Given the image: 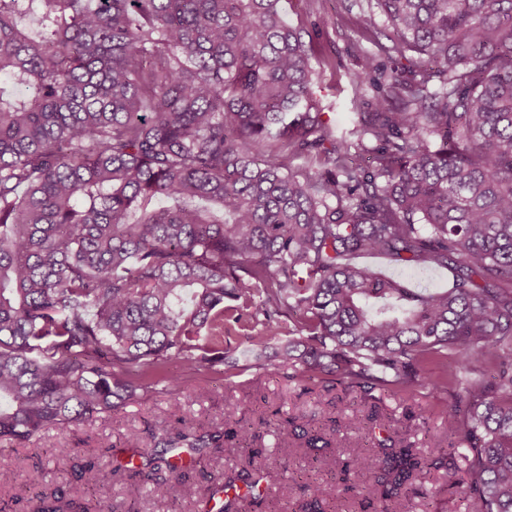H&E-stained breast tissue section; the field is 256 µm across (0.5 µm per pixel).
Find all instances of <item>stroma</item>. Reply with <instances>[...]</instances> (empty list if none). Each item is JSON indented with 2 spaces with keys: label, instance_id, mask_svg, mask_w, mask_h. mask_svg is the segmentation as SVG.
<instances>
[{
  "label": "stroma",
  "instance_id": "stroma-1",
  "mask_svg": "<svg viewBox=\"0 0 512 512\" xmlns=\"http://www.w3.org/2000/svg\"><path fill=\"white\" fill-rule=\"evenodd\" d=\"M281 6L288 22L312 37L315 53L330 61L314 76V92L326 123L338 133L351 129L355 121L352 76L361 70L365 55L375 50L363 38L358 19L363 12H372L374 30L382 35L387 31L384 14L374 0H281ZM350 261L409 288L437 291L452 280L447 268L406 264L378 254L359 253ZM275 361L276 349L271 346L265 351L261 368L243 366L231 356L219 371L205 366L189 371L172 362L167 369L177 380V388L163 383L151 386L141 391L134 403L112 415L46 432L21 446L0 442V469L10 476L8 482L0 484V512H25L28 503L23 495L30 475L37 471L45 475L49 489L68 495L92 491L107 512H125L132 504L139 512H202L198 501H162L154 497L149 486L125 477L93 488L90 473L83 470L90 461L112 462L113 446L122 445L129 435L150 428L170 429L180 418L194 420L200 433L221 422L225 413L241 418L258 435L260 455L255 463L271 474L266 493L282 503L293 496L289 476L309 483L330 476L329 467L315 461L312 452L278 446L276 430L289 419L302 423L313 416L327 430L333 421H345L355 412L366 413L375 404L389 417L392 427L408 429L422 454L448 442L447 393L420 386L398 394L378 389L351 392L332 375L289 377L275 368ZM63 447L69 448V456L60 455ZM459 477V472L443 468L431 471L423 481L429 497L413 499L408 512H468L466 497L457 485Z\"/></svg>",
  "mask_w": 512,
  "mask_h": 512
}]
</instances>
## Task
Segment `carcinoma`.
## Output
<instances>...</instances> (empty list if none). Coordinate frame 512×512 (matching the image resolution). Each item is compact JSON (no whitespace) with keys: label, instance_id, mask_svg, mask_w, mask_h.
Segmentation results:
<instances>
[{"label":"carcinoma","instance_id":"obj_1","mask_svg":"<svg viewBox=\"0 0 512 512\" xmlns=\"http://www.w3.org/2000/svg\"><path fill=\"white\" fill-rule=\"evenodd\" d=\"M376 2L380 50L406 63L366 55L353 83L380 92L378 111L338 136L280 0H0V438L110 415L171 361L222 365L236 324L257 366L277 341L278 368L365 390L433 369L451 396L434 454L464 449L475 512H512V0ZM357 253L456 275L406 288L348 263ZM377 418H347L355 438L339 443L279 430L283 448L345 455L297 484L296 512H338L349 493L404 512L420 494L434 463ZM179 423L85 469L193 498L188 469L253 444L229 413L200 436ZM260 479L218 475L208 500ZM30 512L88 506L41 492Z\"/></svg>","mask_w":512,"mask_h":512}]
</instances>
